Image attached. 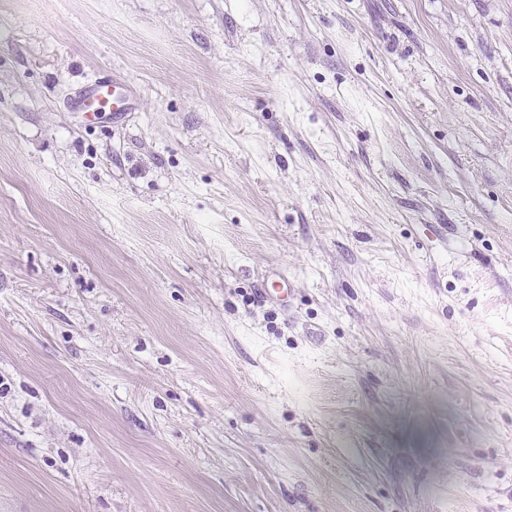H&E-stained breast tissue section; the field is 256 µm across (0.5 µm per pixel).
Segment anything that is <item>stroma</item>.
<instances>
[{
  "label": "stroma",
  "mask_w": 512,
  "mask_h": 512,
  "mask_svg": "<svg viewBox=\"0 0 512 512\" xmlns=\"http://www.w3.org/2000/svg\"><path fill=\"white\" fill-rule=\"evenodd\" d=\"M0 512H512V0H0ZM134 105V90L123 77H95L87 81L72 100L74 112H109L112 120H119L131 112Z\"/></svg>",
  "instance_id": "1"
}]
</instances>
